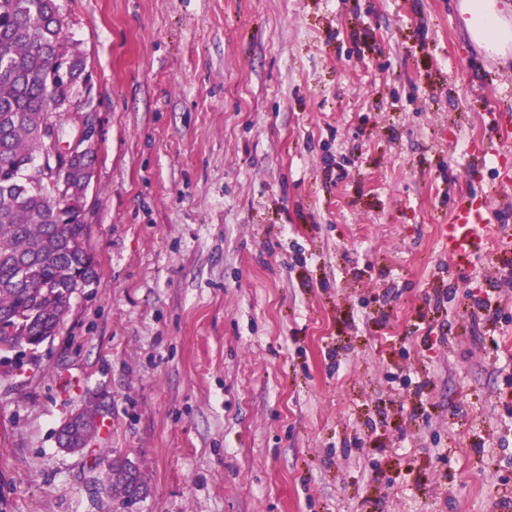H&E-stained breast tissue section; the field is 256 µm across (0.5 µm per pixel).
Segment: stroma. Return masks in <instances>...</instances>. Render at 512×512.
<instances>
[{"mask_svg":"<svg viewBox=\"0 0 512 512\" xmlns=\"http://www.w3.org/2000/svg\"><path fill=\"white\" fill-rule=\"evenodd\" d=\"M463 0H63L99 133L97 277L0 356V512H502L512 499V57ZM489 200L462 271L439 238ZM109 433L60 447L76 410ZM486 125L488 127V138L482 151L473 156L474 165L483 164L487 155L499 158L511 148L512 129L509 123H504L494 117ZM111 471V478L102 483V489L108 496L126 503L141 497L144 478L134 465L121 457L112 458Z\"/></svg>","mask_w":512,"mask_h":512,"instance_id":"stroma-1","label":"stroma"}]
</instances>
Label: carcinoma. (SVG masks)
Listing matches in <instances>:
<instances>
[{"label":"carcinoma","mask_w":512,"mask_h":512,"mask_svg":"<svg viewBox=\"0 0 512 512\" xmlns=\"http://www.w3.org/2000/svg\"><path fill=\"white\" fill-rule=\"evenodd\" d=\"M87 59L66 37L59 0H0V352L56 336L70 298L96 278L83 221L92 155L66 175L72 192L58 197L43 164L40 126L66 106ZM104 492L131 503L144 478L112 459Z\"/></svg>","instance_id":"obj_1"}]
</instances>
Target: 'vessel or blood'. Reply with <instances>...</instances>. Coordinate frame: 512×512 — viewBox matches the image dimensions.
Wrapping results in <instances>:
<instances>
[{
    "label": "vessel or blood",
    "mask_w": 512,
    "mask_h": 512,
    "mask_svg": "<svg viewBox=\"0 0 512 512\" xmlns=\"http://www.w3.org/2000/svg\"><path fill=\"white\" fill-rule=\"evenodd\" d=\"M488 138L481 153L474 155V164H482L486 156H501L512 149V125L499 119L488 124ZM489 207L474 204L473 200L462 198L456 201L452 216L447 224L441 225L440 233L448 256L457 267H465L473 254L483 244L488 228Z\"/></svg>",
    "instance_id": "vessel-or-blood-1"
}]
</instances>
